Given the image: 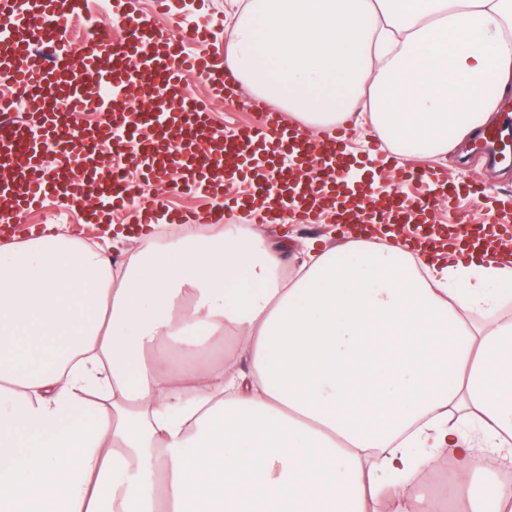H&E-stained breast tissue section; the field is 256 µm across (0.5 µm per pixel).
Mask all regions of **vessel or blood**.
Returning <instances> with one entry per match:
<instances>
[{
  "label": "vessel or blood",
  "instance_id": "vessel-or-blood-1",
  "mask_svg": "<svg viewBox=\"0 0 512 512\" xmlns=\"http://www.w3.org/2000/svg\"><path fill=\"white\" fill-rule=\"evenodd\" d=\"M86 0H0V75L13 87L0 96V164L13 171L0 178V201L9 214L0 215V234L15 229L16 215L33 209L49 197H61L68 188L45 165V148L53 146L66 156L67 174L87 175L100 168L94 151L111 143L123 152L127 139L141 135L131 158L153 181L170 193L199 191L224 200L209 220L220 223L242 212L257 213L279 224H312L321 214L333 223H365L376 204L369 181H360L354 196H347L338 179L347 168L368 169L378 144L351 157L341 133L307 139L280 113L255 100L254 125L227 133L210 123L208 106L183 90L185 74L205 78L214 95L231 98L225 82L223 59L190 53L181 35L158 30L135 11L134 0H111L107 18L93 26L92 42L80 48L65 41L75 16ZM120 30L112 39L111 30ZM140 89L153 99L159 89L168 92L165 103L137 112H118L114 102L129 89ZM24 102L36 117L33 126L18 121L17 102ZM98 112L102 122L82 125L79 114ZM180 178H172V170ZM403 179L431 183V197L404 202L398 195L385 204L388 222L421 224L436 221L439 198L466 191L497 211L492 188L459 182L448 184L438 172H403ZM111 183L96 195L102 215L128 208L141 224H195L194 214L172 212L146 197L138 185L111 170ZM249 183L252 191L228 195L229 186Z\"/></svg>",
  "mask_w": 512,
  "mask_h": 512
}]
</instances>
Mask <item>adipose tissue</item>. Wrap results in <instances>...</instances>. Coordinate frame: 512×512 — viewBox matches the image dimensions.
I'll use <instances>...</instances> for the list:
<instances>
[{
  "label": "adipose tissue",
  "mask_w": 512,
  "mask_h": 512,
  "mask_svg": "<svg viewBox=\"0 0 512 512\" xmlns=\"http://www.w3.org/2000/svg\"><path fill=\"white\" fill-rule=\"evenodd\" d=\"M231 68L305 127L445 154L512 93V0H249ZM280 253L233 224L116 269L61 236L0 250V512H377L441 462L419 512H506L484 456L512 446V318L468 314L512 265L381 224L286 280Z\"/></svg>",
  "instance_id": "obj_1"
}]
</instances>
